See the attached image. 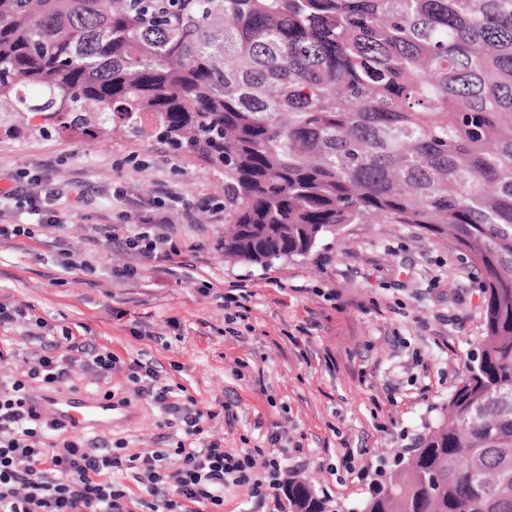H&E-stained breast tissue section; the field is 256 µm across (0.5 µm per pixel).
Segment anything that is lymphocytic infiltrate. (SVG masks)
<instances>
[{
    "label": "lymphocytic infiltrate",
    "instance_id": "obj_1",
    "mask_svg": "<svg viewBox=\"0 0 512 512\" xmlns=\"http://www.w3.org/2000/svg\"><path fill=\"white\" fill-rule=\"evenodd\" d=\"M40 184L36 176L16 177L13 186L0 190V199L45 214L42 229H61L68 219L59 206L62 195L40 193ZM104 237L148 258L170 259L179 253L168 234L152 237L124 224L106 226ZM21 322L32 328L41 351L23 357L21 370L0 380V512H128L132 481L151 497L152 512H224V490L232 485L261 498L278 490L283 466L279 454L239 455L226 451L220 440L208 439L206 416L195 398L183 385L164 383L157 367L147 362L128 365L127 379L136 396L180 422L175 470H167L164 453H134L125 440L65 434L53 418L27 403V393L63 383L77 363L105 380L121 367L119 360L93 339L67 331L44 339L46 321L32 316L29 305L6 300H0V355L11 349L8 330ZM259 466L264 469L260 475L255 472Z\"/></svg>",
    "mask_w": 512,
    "mask_h": 512
}]
</instances>
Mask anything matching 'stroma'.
<instances>
[{"label":"stroma","mask_w":512,"mask_h":512,"mask_svg":"<svg viewBox=\"0 0 512 512\" xmlns=\"http://www.w3.org/2000/svg\"><path fill=\"white\" fill-rule=\"evenodd\" d=\"M29 171L68 192L71 214L36 239L0 240V299L112 350L123 368L108 386L129 398L128 418L95 436L168 452L169 469L178 466L169 453L178 432L128 388L132 361L162 365L164 382L187 386L200 409L214 411L208 427L225 450H287L285 476L361 512L381 463L438 419L478 351L477 273L463 251L414 225L350 224L308 258L234 263L219 248L223 171L156 140L0 132V188ZM159 211L180 258L88 243L97 227L137 231ZM66 248L86 252L89 268L65 269ZM125 268L134 276L123 277ZM240 282L253 297L231 335L223 295Z\"/></svg>","instance_id":"1"}]
</instances>
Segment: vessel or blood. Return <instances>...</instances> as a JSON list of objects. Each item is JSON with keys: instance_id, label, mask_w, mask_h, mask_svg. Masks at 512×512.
I'll use <instances>...</instances> for the list:
<instances>
[{"instance_id": "obj_1", "label": "vessel or blood", "mask_w": 512, "mask_h": 512, "mask_svg": "<svg viewBox=\"0 0 512 512\" xmlns=\"http://www.w3.org/2000/svg\"><path fill=\"white\" fill-rule=\"evenodd\" d=\"M38 409L67 429L81 432L111 426L122 407L114 400L78 390L36 391L31 399Z\"/></svg>"}]
</instances>
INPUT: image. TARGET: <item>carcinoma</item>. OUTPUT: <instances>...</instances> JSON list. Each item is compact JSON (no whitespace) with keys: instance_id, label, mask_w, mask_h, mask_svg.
<instances>
[{"instance_id":"cac0c4a2","label":"carcinoma","mask_w":512,"mask_h":512,"mask_svg":"<svg viewBox=\"0 0 512 512\" xmlns=\"http://www.w3.org/2000/svg\"><path fill=\"white\" fill-rule=\"evenodd\" d=\"M36 115L86 135L150 116L224 170L235 262L370 218L465 251L479 357L363 512H512V0H0V124Z\"/></svg>"}]
</instances>
